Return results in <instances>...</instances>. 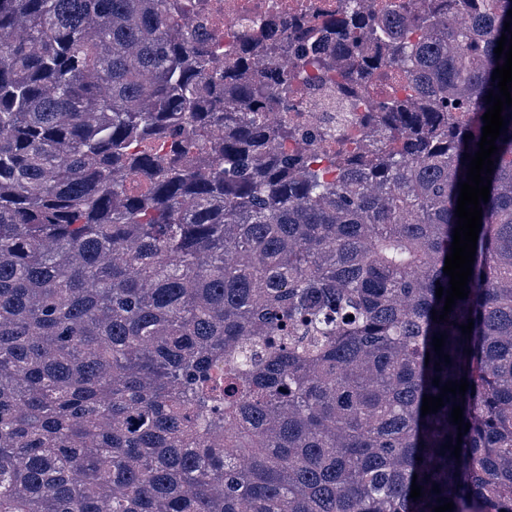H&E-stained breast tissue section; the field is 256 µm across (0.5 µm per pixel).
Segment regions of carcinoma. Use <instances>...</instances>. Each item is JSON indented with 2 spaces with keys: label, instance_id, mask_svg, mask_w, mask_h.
Masks as SVG:
<instances>
[{
  "label": "carcinoma",
  "instance_id": "cac0c4a2",
  "mask_svg": "<svg viewBox=\"0 0 512 512\" xmlns=\"http://www.w3.org/2000/svg\"><path fill=\"white\" fill-rule=\"evenodd\" d=\"M510 9L345 0L222 63L173 0H0V512H512V107L432 319ZM307 67L365 89L324 146ZM311 84V92L307 97L306 101L317 94L319 90L326 86H329L330 89L336 95V75H332L329 79L317 80L314 82H310ZM306 101H297L294 104V107L291 108L288 112H284V115L293 122L301 123L303 125H307L310 127H316L324 125L328 118L331 116H335L336 112H319L318 110L313 109L306 104Z\"/></svg>",
  "mask_w": 512,
  "mask_h": 512
}]
</instances>
